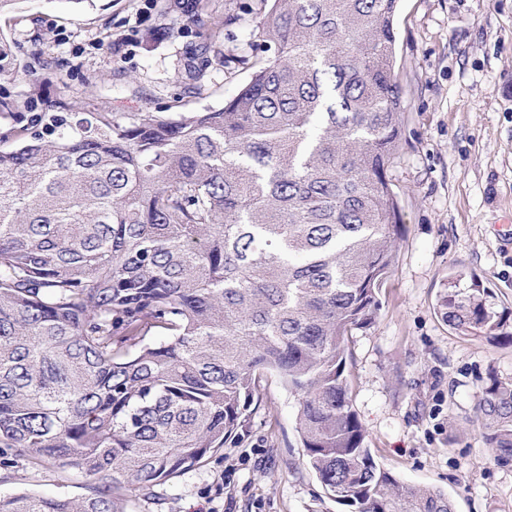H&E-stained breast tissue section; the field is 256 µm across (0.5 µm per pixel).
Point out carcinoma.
<instances>
[{
    "mask_svg": "<svg viewBox=\"0 0 512 512\" xmlns=\"http://www.w3.org/2000/svg\"><path fill=\"white\" fill-rule=\"evenodd\" d=\"M398 3L268 0L274 57L223 107L52 113L0 151V470L95 480L0 512H126L233 439L268 374L300 395L303 456L343 512H454L375 461L345 374L403 231ZM460 280L448 326L512 343ZM476 411L511 464L512 381Z\"/></svg>",
    "mask_w": 512,
    "mask_h": 512,
    "instance_id": "cac0c4a2",
    "label": "carcinoma"
}]
</instances>
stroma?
<instances>
[{
  "label": "stroma",
  "mask_w": 512,
  "mask_h": 512,
  "mask_svg": "<svg viewBox=\"0 0 512 512\" xmlns=\"http://www.w3.org/2000/svg\"><path fill=\"white\" fill-rule=\"evenodd\" d=\"M264 0H23L0 11L14 57L0 76V150L45 112L221 107L268 57ZM395 73L403 92L390 171L404 224L374 322L353 330L346 375L375 460L448 493L455 512H512V465L490 459L476 406L512 381V344L462 333L439 303L449 276L476 278L512 323V0H400ZM297 395L261 382L247 427L200 467L134 493L128 512H338L304 465ZM89 476L20 462L0 494L77 497Z\"/></svg>",
  "instance_id": "stroma-1"
}]
</instances>
